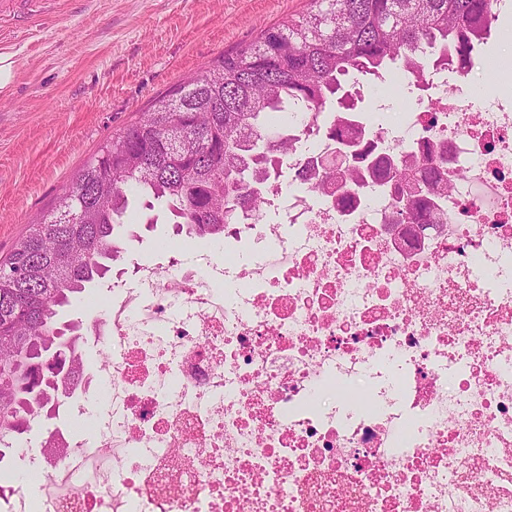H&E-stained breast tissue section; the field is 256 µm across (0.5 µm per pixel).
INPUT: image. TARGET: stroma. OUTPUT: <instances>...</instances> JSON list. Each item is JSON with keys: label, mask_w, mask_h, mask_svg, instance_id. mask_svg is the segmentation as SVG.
I'll list each match as a JSON object with an SVG mask.
<instances>
[{"label": "stroma", "mask_w": 512, "mask_h": 512, "mask_svg": "<svg viewBox=\"0 0 512 512\" xmlns=\"http://www.w3.org/2000/svg\"><path fill=\"white\" fill-rule=\"evenodd\" d=\"M310 0H28L16 16L0 15V54L11 56L13 78L0 91V259L29 224L52 210L68 184L99 148L120 134L153 101L201 72L219 56L257 40L269 28L298 18ZM512 58V6L501 9L468 82L448 75V93L480 99L497 91L512 102V71L491 65ZM400 93L388 98L375 83L362 89V108L375 122L438 89L388 75ZM160 219L146 229L148 211L128 221L137 234L125 260L166 261L171 252L211 248L207 239H182L175 250L173 225Z\"/></svg>", "instance_id": "35a3bbf8"}]
</instances>
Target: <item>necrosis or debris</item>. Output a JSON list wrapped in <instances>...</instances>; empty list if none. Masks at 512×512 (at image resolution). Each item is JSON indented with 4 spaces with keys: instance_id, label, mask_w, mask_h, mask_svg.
I'll list each match as a JSON object with an SVG mask.
<instances>
[{
    "instance_id": "necrosis-or-debris-1",
    "label": "necrosis or debris",
    "mask_w": 512,
    "mask_h": 512,
    "mask_svg": "<svg viewBox=\"0 0 512 512\" xmlns=\"http://www.w3.org/2000/svg\"><path fill=\"white\" fill-rule=\"evenodd\" d=\"M297 134L301 191L223 256L113 273L110 356L74 377L106 412L65 406L64 455L0 456V512H512V111L367 121L383 168L343 198L310 165L333 138ZM436 144L446 219L392 226L387 162Z\"/></svg>"
}]
</instances>
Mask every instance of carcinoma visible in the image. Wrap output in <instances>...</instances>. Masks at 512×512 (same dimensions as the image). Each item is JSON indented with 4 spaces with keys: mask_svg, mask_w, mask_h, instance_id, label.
<instances>
[{
    "mask_svg": "<svg viewBox=\"0 0 512 512\" xmlns=\"http://www.w3.org/2000/svg\"><path fill=\"white\" fill-rule=\"evenodd\" d=\"M497 2L311 0L316 11L223 55L104 143L0 260V443L56 415L73 394L83 322L64 313L107 275L139 198L164 203L188 239L224 237L228 211L266 204L282 166L279 145L298 142L287 115L296 104L315 130V119H326L350 152L347 167H325L321 177L341 178L350 193L378 169L358 152L362 80L381 79L392 65L416 84L434 67L471 69ZM422 165L411 154L393 165L398 223L419 217L420 196L448 197L452 175L425 182L415 177Z\"/></svg>",
    "mask_w": 512,
    "mask_h": 512,
    "instance_id": "cac0c4a2",
    "label": "carcinoma"
}]
</instances>
